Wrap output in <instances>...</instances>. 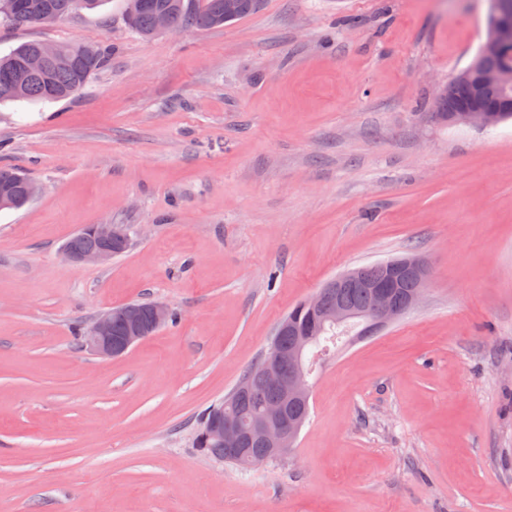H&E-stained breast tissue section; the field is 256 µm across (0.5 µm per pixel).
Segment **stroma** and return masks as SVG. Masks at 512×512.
<instances>
[{
	"label": "stroma",
	"instance_id": "stroma-1",
	"mask_svg": "<svg viewBox=\"0 0 512 512\" xmlns=\"http://www.w3.org/2000/svg\"><path fill=\"white\" fill-rule=\"evenodd\" d=\"M488 0H261L141 37L125 0L22 42L111 46L78 96L0 104V512H512V121L435 115L487 36ZM86 224L130 249L75 264ZM417 306L313 374L284 456L199 453L200 414L279 321L341 272L407 251ZM136 301L177 319L118 358L80 328ZM28 180L27 176L20 170L10 167H0V189L7 190L9 199L4 205L8 208H19L27 203L23 186ZM26 191L28 193V202L32 200L37 192L35 183L27 181Z\"/></svg>",
	"mask_w": 512,
	"mask_h": 512
}]
</instances>
